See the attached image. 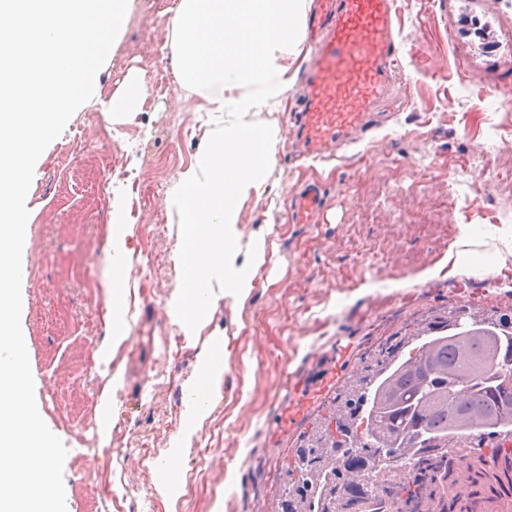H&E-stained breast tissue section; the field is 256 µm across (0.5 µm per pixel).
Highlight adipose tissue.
Segmentation results:
<instances>
[{"label":"adipose tissue","mask_w":512,"mask_h":512,"mask_svg":"<svg viewBox=\"0 0 512 512\" xmlns=\"http://www.w3.org/2000/svg\"><path fill=\"white\" fill-rule=\"evenodd\" d=\"M307 8V0H177L173 10L169 50L182 86L196 93L213 90L215 111L234 114L173 191L182 226L178 315L184 324H194L215 306L214 284L244 298L254 266L263 261L258 248L250 262H239L235 227L241 201L263 193L275 167L273 126L256 123L252 114L287 91L288 59L298 55L304 40ZM130 273L121 255L110 256L106 294L116 343L125 338L124 285ZM225 358L220 339L203 351L183 432L209 414Z\"/></svg>","instance_id":"ef3b65f1"}]
</instances>
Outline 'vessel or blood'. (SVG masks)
I'll use <instances>...</instances> for the list:
<instances>
[{
	"mask_svg": "<svg viewBox=\"0 0 512 512\" xmlns=\"http://www.w3.org/2000/svg\"><path fill=\"white\" fill-rule=\"evenodd\" d=\"M312 29L315 46L295 133L305 155L318 157L326 144L343 147L367 130L395 77L400 44L391 0H318ZM322 204L318 182L304 184L290 202L292 222L314 223Z\"/></svg>",
	"mask_w": 512,
	"mask_h": 512,
	"instance_id": "1",
	"label": "vessel or blood"
}]
</instances>
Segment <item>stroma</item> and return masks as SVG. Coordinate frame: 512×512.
<instances>
[{
    "instance_id": "1",
    "label": "stroma",
    "mask_w": 512,
    "mask_h": 512,
    "mask_svg": "<svg viewBox=\"0 0 512 512\" xmlns=\"http://www.w3.org/2000/svg\"><path fill=\"white\" fill-rule=\"evenodd\" d=\"M394 10L401 74L378 108L377 128L357 144L321 160L298 157L289 116L305 95L303 54L289 61L283 96L253 113L276 125L275 167L267 192L242 202L237 229L242 253L263 240L264 262L246 299L214 285L215 307L187 327L175 315L180 225L171 196L225 115L181 88L169 14L147 15L144 0H133L98 92L110 99L139 71L140 110L113 115L96 104L74 113L37 160L29 187L20 324L35 397L67 450V512H111L104 483L137 512H272L304 428L379 343L420 332L433 314L464 303L512 316V250L494 238L497 225L512 224V197L495 177L512 156V94L497 89L512 74V47L500 49V65L478 47L484 26L512 27V0H394ZM148 26L156 41L142 40ZM311 180L325 188L318 221L290 223V200ZM149 183L162 186L155 209L139 204L138 189ZM114 224L127 227L118 242ZM463 224L494 254L496 272L419 281L447 257ZM114 252L132 266L126 338L101 361ZM217 339L227 344L226 368L184 449L183 471L195 470L201 442L217 459L189 503L165 491L159 470L180 431L169 413L186 414L199 357ZM340 343L348 347L342 358ZM106 391L117 429L105 437L98 420Z\"/></svg>"
}]
</instances>
